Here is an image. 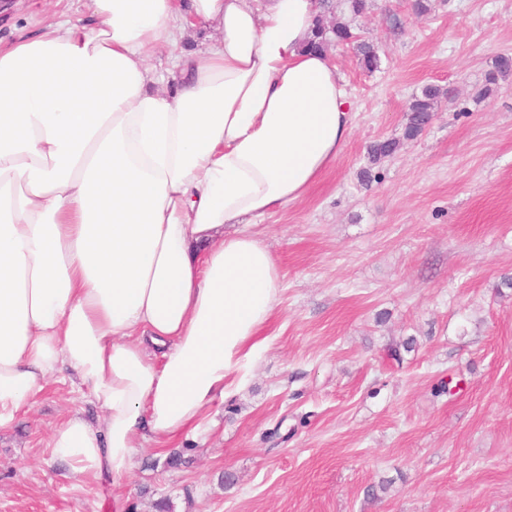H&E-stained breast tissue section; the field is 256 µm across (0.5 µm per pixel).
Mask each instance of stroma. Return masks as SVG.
Returning a JSON list of instances; mask_svg holds the SVG:
<instances>
[{"mask_svg":"<svg viewBox=\"0 0 512 512\" xmlns=\"http://www.w3.org/2000/svg\"><path fill=\"white\" fill-rule=\"evenodd\" d=\"M414 2L350 17L380 61L328 50L348 141L308 195L249 227L281 281L245 384L205 430L143 441L115 484L54 460L53 430L103 411L46 379L0 429V512H512V74L492 75L512 57V0ZM60 10L85 17V0H19L0 41ZM427 85L443 92L433 123L371 164Z\"/></svg>","mask_w":512,"mask_h":512,"instance_id":"stroma-1","label":"stroma"}]
</instances>
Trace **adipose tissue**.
<instances>
[{
    "label": "adipose tissue",
    "instance_id": "ef3b65f1",
    "mask_svg": "<svg viewBox=\"0 0 512 512\" xmlns=\"http://www.w3.org/2000/svg\"><path fill=\"white\" fill-rule=\"evenodd\" d=\"M0 45V429L59 369L103 409L53 456L113 482L201 429L264 347L280 272L246 225L304 198L351 131L311 52L318 0H87ZM210 31L159 92L162 43ZM236 225L234 235L225 225Z\"/></svg>",
    "mask_w": 512,
    "mask_h": 512
}]
</instances>
